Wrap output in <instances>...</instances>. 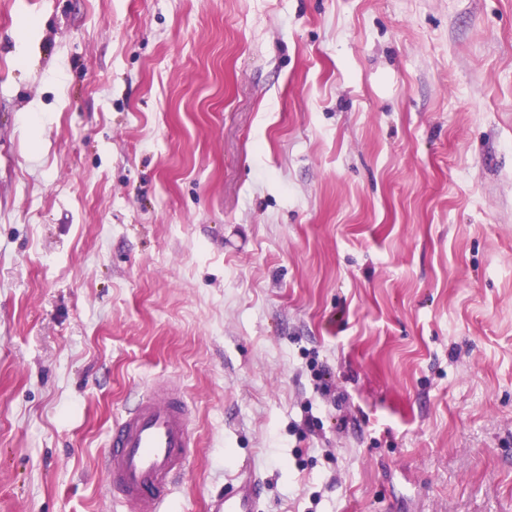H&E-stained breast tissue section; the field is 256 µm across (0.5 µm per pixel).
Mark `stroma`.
I'll return each instance as SVG.
<instances>
[{"instance_id": "35a3bbf8", "label": "stroma", "mask_w": 512, "mask_h": 512, "mask_svg": "<svg viewBox=\"0 0 512 512\" xmlns=\"http://www.w3.org/2000/svg\"><path fill=\"white\" fill-rule=\"evenodd\" d=\"M159 382L161 512H512V0H0V512ZM239 483L224 491L213 502L214 512H259L261 498L259 480L250 468H242Z\"/></svg>"}]
</instances>
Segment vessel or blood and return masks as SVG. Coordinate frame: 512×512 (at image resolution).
<instances>
[{
  "instance_id": "1",
  "label": "vessel or blood",
  "mask_w": 512,
  "mask_h": 512,
  "mask_svg": "<svg viewBox=\"0 0 512 512\" xmlns=\"http://www.w3.org/2000/svg\"><path fill=\"white\" fill-rule=\"evenodd\" d=\"M189 416L176 393H144L124 411L112 426L103 461L113 497L130 503L134 512H160L193 445ZM260 507L259 480L248 468L213 502L214 512H260Z\"/></svg>"
}]
</instances>
